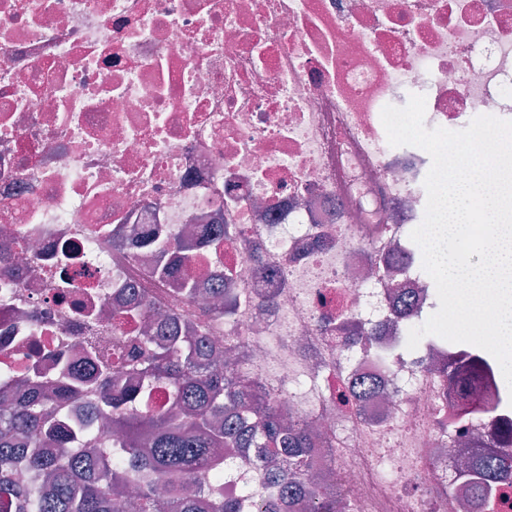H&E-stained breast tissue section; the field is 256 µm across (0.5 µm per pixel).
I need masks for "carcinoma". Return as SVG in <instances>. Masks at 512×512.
<instances>
[{"label":"carcinoma","mask_w":512,"mask_h":512,"mask_svg":"<svg viewBox=\"0 0 512 512\" xmlns=\"http://www.w3.org/2000/svg\"><path fill=\"white\" fill-rule=\"evenodd\" d=\"M228 224H201L192 231L206 245L231 238ZM156 233L121 225L112 243L129 240L147 245ZM187 259L180 243H159L157 271L181 279L179 295L194 303L205 295L231 289L215 287L183 273ZM126 307L143 320L140 336L116 342L121 371L109 364L66 383L41 376L33 365L24 380L25 394L15 395L11 376L0 377L9 409L0 410V512H283L285 499L313 503V512L349 508L324 475L311 473L318 438L308 421L283 420L280 393L286 382L258 402L253 383L222 366L224 352L208 337L212 324L224 322L228 310L217 304L203 309L207 324L181 329L174 319L155 318L153 303L133 295ZM82 349L91 355L109 329L95 312L84 314ZM167 390V405L148 398ZM94 398L93 412L112 424L107 435L86 425L43 439L51 422L66 416L76 398ZM482 460L471 464L467 500L470 512L493 509L492 484L512 476V451L498 446L493 422L483 423ZM256 469V479L276 495L257 490L224 493V456Z\"/></svg>","instance_id":"carcinoma-1"}]
</instances>
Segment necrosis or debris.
Masks as SVG:
<instances>
[{"mask_svg": "<svg viewBox=\"0 0 512 512\" xmlns=\"http://www.w3.org/2000/svg\"><path fill=\"white\" fill-rule=\"evenodd\" d=\"M413 94L430 129L512 121V0H0V372L34 354L48 375L60 353L76 376L115 363L108 344L85 355L67 293L108 316L131 285L198 322L152 250L112 231L231 224L190 271L232 276L213 338L248 337L252 370H319L282 396L343 439L313 470L354 512H466L448 484L478 431L441 427L457 352L427 335L405 354L439 306L410 238L432 160L390 146L381 121ZM344 321L368 336L342 352ZM358 377L383 387L354 408Z\"/></svg>", "mask_w": 512, "mask_h": 512, "instance_id": "4bbe7bcc", "label": "necrosis or debris"}]
</instances>
